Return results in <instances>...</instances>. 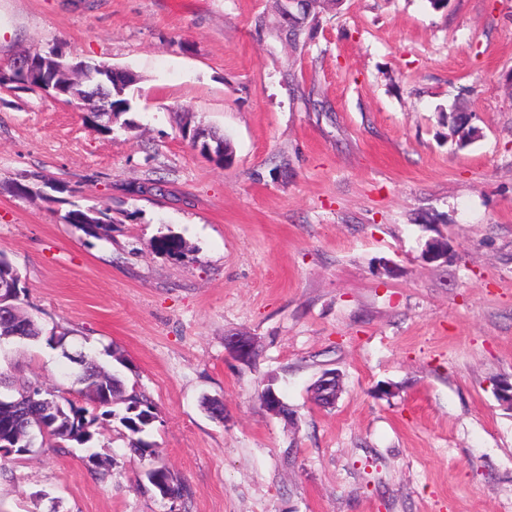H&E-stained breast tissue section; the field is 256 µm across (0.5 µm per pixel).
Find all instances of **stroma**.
<instances>
[{
	"mask_svg": "<svg viewBox=\"0 0 512 512\" xmlns=\"http://www.w3.org/2000/svg\"><path fill=\"white\" fill-rule=\"evenodd\" d=\"M276 22V0H0V64L57 51L137 77L108 133L0 89V252L45 338L157 413L145 460L98 420L106 475L81 447L9 463L0 512H169L154 465L190 488L186 512H512L495 391L512 381V0H340L300 50ZM456 103L478 130L462 148ZM186 124L224 135L230 163ZM32 173L38 193L16 194ZM148 180L169 196L118 190ZM103 204L99 227L63 220ZM441 237L447 260L425 262ZM234 334L256 339L252 363ZM45 338L0 344V372L68 388ZM327 371L341 393L322 408ZM269 383L293 420L262 406ZM225 346L235 358L244 363H250L256 356L257 343L254 337L251 336H227Z\"/></svg>",
	"mask_w": 512,
	"mask_h": 512,
	"instance_id": "stroma-1",
	"label": "stroma"
}]
</instances>
